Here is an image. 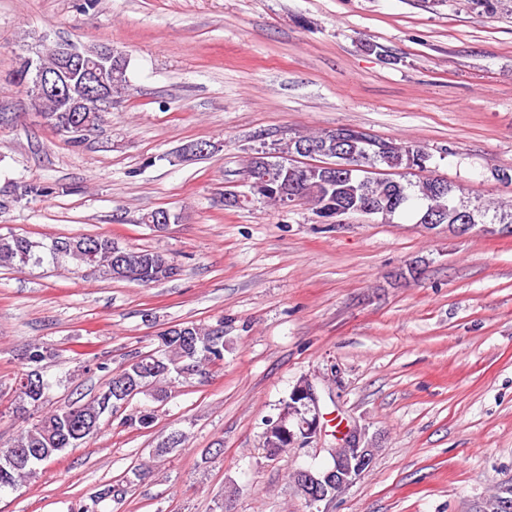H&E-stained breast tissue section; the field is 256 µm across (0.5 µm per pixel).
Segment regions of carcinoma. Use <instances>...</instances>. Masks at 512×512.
<instances>
[{"label": "carcinoma", "mask_w": 512, "mask_h": 512, "mask_svg": "<svg viewBox=\"0 0 512 512\" xmlns=\"http://www.w3.org/2000/svg\"><path fill=\"white\" fill-rule=\"evenodd\" d=\"M129 61L119 64L112 73L111 95L121 93L127 83ZM45 124L60 133H80L82 129L66 121V113L57 111L55 103H45ZM429 155L419 144L398 145L387 139L365 134L348 145L347 155L337 156L328 146L320 148L318 159L294 164L271 155L273 166L288 164V193L297 203H308L322 219H331L336 210L355 214L368 204L377 205V214L388 221L409 207L417 206L418 215L429 214L443 224H469L495 228L512 224V213L488 216L484 206L473 208L456 201V188L447 180L427 179L418 183L390 178L386 181L366 175L367 169L388 170L421 167ZM342 167L329 175L320 167L324 162ZM51 261L70 262L75 268H95L115 282H136L150 285L176 275L173 258L152 250L134 251L119 247L105 234L54 240L49 245L30 240L20 234H0V266L39 265L44 256ZM159 346L149 354H135L122 366L121 374L137 393L156 401L166 397L163 383L194 373L203 374L210 365L224 361V327H204L194 322L174 325L158 335ZM35 384L27 392H17L13 412L25 414L29 408L44 403L48 382L44 379L47 351L37 342L30 343L23 353ZM120 403L96 397L86 403L77 401L44 415L32 428L21 432L14 444L0 448V491L13 488L34 477L39 467L55 460L69 448H76L100 429L101 417ZM295 413L262 434V447L275 457L290 446L288 432L303 415L301 402H295Z\"/></svg>", "instance_id": "1"}]
</instances>
